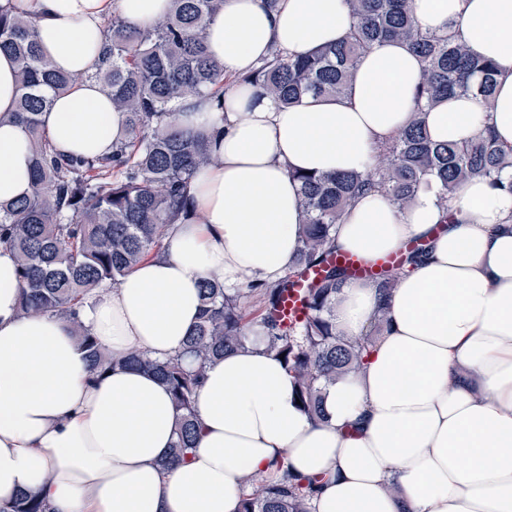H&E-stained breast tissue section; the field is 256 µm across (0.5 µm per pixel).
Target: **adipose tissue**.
Masks as SVG:
<instances>
[{
  "label": "adipose tissue",
  "instance_id": "obj_1",
  "mask_svg": "<svg viewBox=\"0 0 512 512\" xmlns=\"http://www.w3.org/2000/svg\"><path fill=\"white\" fill-rule=\"evenodd\" d=\"M32 19L43 51L78 80L43 113L53 148L103 158L125 133L92 74L104 22L152 25L169 0H9ZM417 24L448 32L499 70L494 110L467 93L425 112L430 137L465 143L491 130L512 147V0H413ZM350 26L345 0H224L207 30L228 75L254 69L271 48L307 55ZM418 60L388 41L365 53L349 95L284 107L237 90L216 110L186 99L176 123L215 130L218 164L198 170L189 216L171 224L162 252L80 310L83 329L118 355L154 359L182 350L198 322L200 288L271 284L298 249L294 170L361 171L406 127ZM13 58L0 51V205L30 191L32 155L15 122ZM454 222H446L447 213ZM424 240L428 252L388 297L364 280L336 296L337 330L387 318L364 369L324 392L325 417L296 402L283 362L263 342L208 365L195 398L200 426L188 462L161 468L177 413L152 373L116 367L96 376L62 316L23 317L16 257L0 248V502L38 495L46 512H239L245 477L284 471L317 479L311 512H512V194L475 177L440 206L436 190L397 211L379 192L359 195L334 246L374 261Z\"/></svg>",
  "mask_w": 512,
  "mask_h": 512
}]
</instances>
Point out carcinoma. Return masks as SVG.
I'll return each instance as SVG.
<instances>
[{"instance_id": "obj_1", "label": "carcinoma", "mask_w": 512, "mask_h": 512, "mask_svg": "<svg viewBox=\"0 0 512 512\" xmlns=\"http://www.w3.org/2000/svg\"><path fill=\"white\" fill-rule=\"evenodd\" d=\"M223 0H171L169 11L146 29L132 28L119 15L105 29L101 61L93 74L112 106L126 115V138L105 158L60 155L53 151L42 113L77 77L54 68L42 53L34 21L0 9V51L13 56L18 79L15 119L32 148L33 188L27 197L0 205V247L16 254L22 315L61 314L78 321L85 300L105 284L115 285L144 259L157 253L167 227L187 213L186 189L196 172L217 162L207 138L181 130L174 122L179 103L224 87V67L208 52L206 30ZM351 20L345 37L306 56L275 49L248 74L232 80L259 97L288 106L308 96L347 95L363 53L384 41L408 45L421 67L411 124L377 148L363 171L309 175L294 173L301 191L299 248L288 275L273 284L226 288L211 279L202 288V313L183 350L163 361L132 349L114 357L97 340L76 331L91 366L102 375L114 366L153 372L170 389L178 423L169 459H188L195 448L193 402L207 364L260 336L269 351L284 355L299 397L314 419L324 416L325 387L365 365L381 332L379 310L361 337L336 332V293L351 271L330 262L336 224L356 196L384 193L400 211L431 182L446 204L457 185L481 176L501 185L512 169V149L504 151L486 136L464 144L431 140L422 115L444 98L476 93L493 101L494 62L472 55L449 33L422 31L412 0H346ZM426 253L417 241L400 261L378 270L368 281L387 292ZM319 268V277L303 289L306 316L286 324L278 311L294 279ZM261 291L260 319H245V307ZM250 487L241 512H310L311 481L284 470L272 485L258 473L246 476ZM0 512H45L38 497L21 492L0 503Z\"/></svg>"}]
</instances>
